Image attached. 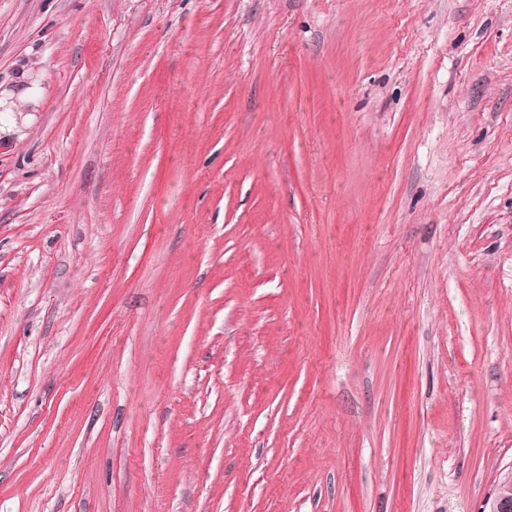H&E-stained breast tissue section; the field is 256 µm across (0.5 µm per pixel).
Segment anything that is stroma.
<instances>
[{"mask_svg": "<svg viewBox=\"0 0 512 512\" xmlns=\"http://www.w3.org/2000/svg\"><path fill=\"white\" fill-rule=\"evenodd\" d=\"M0 512H488L512 471V0H0Z\"/></svg>", "mask_w": 512, "mask_h": 512, "instance_id": "obj_1", "label": "stroma"}]
</instances>
